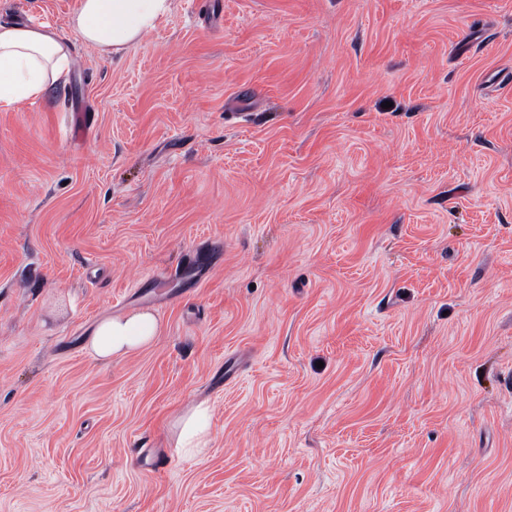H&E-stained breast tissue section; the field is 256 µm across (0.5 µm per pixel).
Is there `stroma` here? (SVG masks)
I'll list each match as a JSON object with an SVG mask.
<instances>
[{"mask_svg": "<svg viewBox=\"0 0 512 512\" xmlns=\"http://www.w3.org/2000/svg\"><path fill=\"white\" fill-rule=\"evenodd\" d=\"M73 51L0 110V512H512V0H176ZM160 330L158 318L150 311L108 315L96 324L87 350L98 361L109 363L150 346ZM210 407L206 402L193 406L178 417L176 448H182L189 456L200 454L207 448L210 436Z\"/></svg>", "mask_w": 512, "mask_h": 512, "instance_id": "stroma-1", "label": "stroma"}]
</instances>
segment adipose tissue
<instances>
[{
  "instance_id": "obj_1",
  "label": "adipose tissue",
  "mask_w": 512,
  "mask_h": 512,
  "mask_svg": "<svg viewBox=\"0 0 512 512\" xmlns=\"http://www.w3.org/2000/svg\"><path fill=\"white\" fill-rule=\"evenodd\" d=\"M175 0H78L70 17V36L47 25L0 22V108L42 98L66 84L74 65L70 39H78L104 57L122 55L167 20ZM161 324L144 310L101 318L87 349L100 362L121 359L150 346ZM211 411L199 403L178 417L176 445L190 456L209 443Z\"/></svg>"
}]
</instances>
